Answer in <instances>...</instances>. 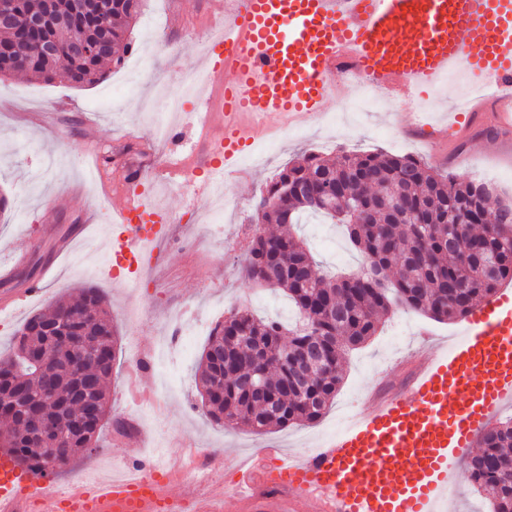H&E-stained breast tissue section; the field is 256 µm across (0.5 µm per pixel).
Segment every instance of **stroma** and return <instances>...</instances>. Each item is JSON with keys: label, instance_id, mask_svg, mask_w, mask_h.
<instances>
[{"label": "stroma", "instance_id": "35a3bbf8", "mask_svg": "<svg viewBox=\"0 0 512 512\" xmlns=\"http://www.w3.org/2000/svg\"><path fill=\"white\" fill-rule=\"evenodd\" d=\"M225 2L143 0L132 28L134 51L102 83L73 88L31 82L22 75L0 79V195L9 201L0 213V295L26 286L33 291L0 314V354L9 351L16 330L33 314L80 286L100 288L119 336L108 381L111 413L118 420L134 419L157 390L153 370L138 368L139 358L170 337L177 312L190 308L199 316L186 349L174 354L181 393L167 398L142 431L105 430L103 450L56 477L58 490L68 489L73 476L104 475L147 459L160 447L169 449L183 471L170 482L178 496L188 488L191 452L198 448L213 456L218 486L231 480L238 456L262 448L312 454L323 438L345 425L346 413L365 411L371 394L404 383L409 368L426 353L421 334L437 343L457 335L460 322L440 323L396 306L376 336L348 353L334 403L318 421L257 435L245 427L215 424L198 411L194 367L217 322L239 307L283 323L296 317L283 291L253 285L241 278L239 267L255 228L254 197L301 151L330 158L341 151L411 155L484 182L503 201L512 200V133L489 135L474 127L450 156L442 151L445 130L430 139L412 135L405 129L406 117L395 114V98L387 94L374 109L343 121L334 111L292 122L276 115H246L240 123L253 131L255 148L265 149L266 155L260 164L225 172L222 216L204 207L200 187L206 171H196L185 190L154 174L141 180L138 190L173 219L153 267L127 279L113 276L109 263L89 265V255L108 252L112 238L113 202L100 195L98 179L107 176L119 189L131 171L147 165L143 146L155 121H171L192 159L210 149L193 118L174 120L163 112V94L198 72L209 36L224 22ZM295 231L309 244L320 271L349 273L360 267L361 256L339 226L306 215ZM63 234L74 235L76 247L60 256L54 239Z\"/></svg>", "mask_w": 512, "mask_h": 512}]
</instances>
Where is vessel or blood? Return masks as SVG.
I'll return each mask as SVG.
<instances>
[{"instance_id":"obj_1","label":"vessel or blood","mask_w":512,"mask_h":512,"mask_svg":"<svg viewBox=\"0 0 512 512\" xmlns=\"http://www.w3.org/2000/svg\"><path fill=\"white\" fill-rule=\"evenodd\" d=\"M357 72L407 99L463 69L480 92L465 112L447 116L454 139L482 121L512 126V0H233L211 38L204 67L217 84L208 112L223 113L224 134L201 162L215 174L235 164L247 139L233 117L279 113L297 120L335 106L334 74L343 55ZM232 82H224L225 73ZM112 226V266L151 265L161 227L155 210L122 195ZM512 405V293L472 310L461 336L431 349L398 391L317 452L266 448L241 459L232 484L197 499L196 512H448L475 441ZM30 477L0 454V512H21ZM173 496L164 483L75 480L67 512H160Z\"/></svg>"}]
</instances>
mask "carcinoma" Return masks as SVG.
<instances>
[{
  "instance_id": "carcinoma-1",
  "label": "carcinoma",
  "mask_w": 512,
  "mask_h": 512,
  "mask_svg": "<svg viewBox=\"0 0 512 512\" xmlns=\"http://www.w3.org/2000/svg\"><path fill=\"white\" fill-rule=\"evenodd\" d=\"M143 0H112L109 12L73 11L54 0L39 30L0 28V77L22 73L52 84L85 87L105 80V65L123 63L132 49L130 26ZM88 44L73 51V37ZM53 42L54 54L40 44ZM482 183L412 156L346 152L334 159L303 152L255 197L262 223L275 225L248 249L239 272L278 288L293 302L290 327L246 308L213 328L195 370L201 405L217 424L267 433L313 423L342 384L345 355L375 335L394 304L440 322L465 318L512 281V212L480 193ZM310 212L345 227L362 256L361 270L330 279L317 270L293 231ZM51 328L29 332L32 324ZM118 343L110 304L99 289L82 287L31 316L0 356V396L8 399L0 447L33 477L59 476L73 461L100 451L112 425L107 380ZM320 344L323 366L306 377V346ZM262 376L265 397L243 388L244 374ZM467 479L489 496V512H512V418L487 427L468 457Z\"/></svg>"
}]
</instances>
